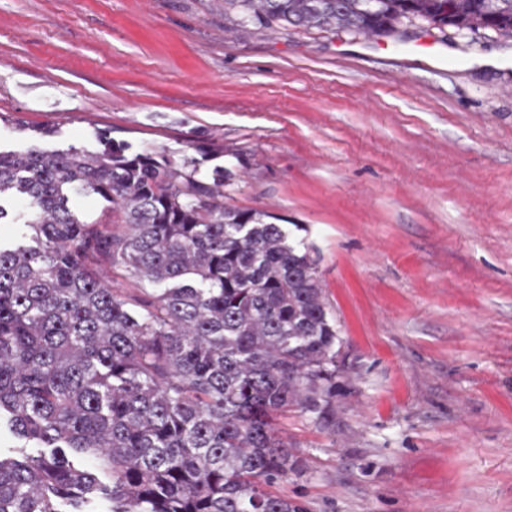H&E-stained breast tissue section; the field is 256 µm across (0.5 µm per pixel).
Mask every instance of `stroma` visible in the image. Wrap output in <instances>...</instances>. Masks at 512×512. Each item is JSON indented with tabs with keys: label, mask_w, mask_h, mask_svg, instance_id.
Returning a JSON list of instances; mask_svg holds the SVG:
<instances>
[{
	"label": "stroma",
	"mask_w": 512,
	"mask_h": 512,
	"mask_svg": "<svg viewBox=\"0 0 512 512\" xmlns=\"http://www.w3.org/2000/svg\"><path fill=\"white\" fill-rule=\"evenodd\" d=\"M439 42L436 65L406 46ZM297 225L353 378L276 425L305 512H512V42L241 36L224 0H0V149L100 134ZM205 142L212 154L197 156Z\"/></svg>",
	"instance_id": "obj_1"
}]
</instances>
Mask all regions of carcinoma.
<instances>
[{
    "label": "carcinoma",
    "mask_w": 512,
    "mask_h": 512,
    "mask_svg": "<svg viewBox=\"0 0 512 512\" xmlns=\"http://www.w3.org/2000/svg\"><path fill=\"white\" fill-rule=\"evenodd\" d=\"M404 19L512 40V0H224L242 36ZM100 143L0 150V223L22 199L32 230L0 242V433L40 449L0 454V512H304L265 487L299 463L275 417L350 379L316 262L275 214L224 204L230 171ZM81 193L124 230L80 221ZM104 262L152 291L114 294Z\"/></svg>",
    "instance_id": "carcinoma-1"
}]
</instances>
